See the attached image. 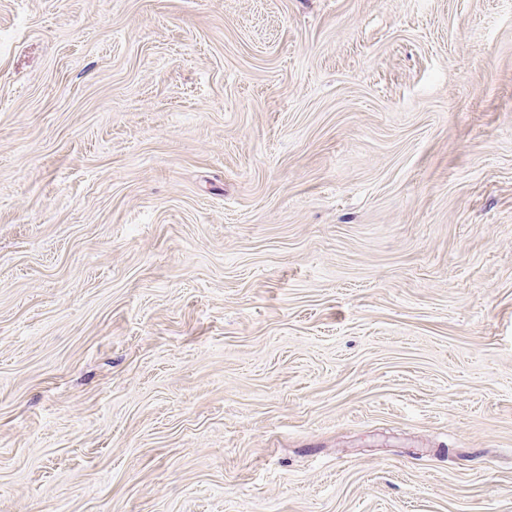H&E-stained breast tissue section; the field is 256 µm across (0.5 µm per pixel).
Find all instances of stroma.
<instances>
[{
    "label": "stroma",
    "instance_id": "35a3bbf8",
    "mask_svg": "<svg viewBox=\"0 0 512 512\" xmlns=\"http://www.w3.org/2000/svg\"><path fill=\"white\" fill-rule=\"evenodd\" d=\"M0 512H512V0H0Z\"/></svg>",
    "mask_w": 512,
    "mask_h": 512
}]
</instances>
